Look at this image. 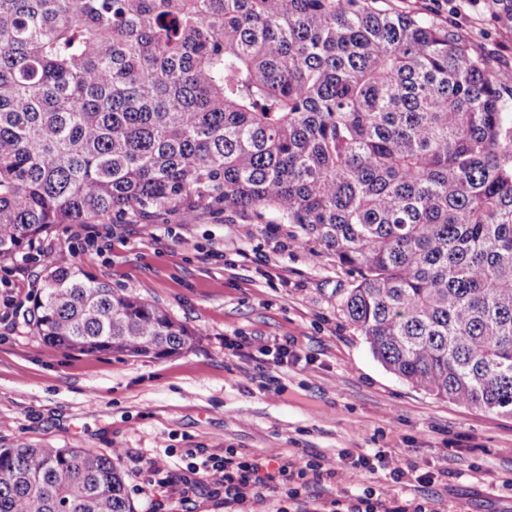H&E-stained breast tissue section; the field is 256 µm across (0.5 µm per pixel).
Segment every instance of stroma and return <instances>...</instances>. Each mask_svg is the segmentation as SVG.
Returning a JSON list of instances; mask_svg holds the SVG:
<instances>
[{"label":"stroma","instance_id":"35a3bbf8","mask_svg":"<svg viewBox=\"0 0 512 512\" xmlns=\"http://www.w3.org/2000/svg\"><path fill=\"white\" fill-rule=\"evenodd\" d=\"M460 35L494 69L512 68V0L497 17L452 12L451 0H390ZM99 235L88 245L86 231ZM56 225L0 266V448L116 453L137 512H230L223 491L191 470L190 450L319 462L329 477L297 498L252 512H330L362 486L334 476L345 454L400 451V481L385 473L388 507L512 512V416L439 400L388 372L341 301L355 275L295 225L252 213H173L127 224ZM65 263L141 296L200 333L168 357L48 352L33 301L45 261ZM294 356L274 366L265 347Z\"/></svg>","mask_w":512,"mask_h":512}]
</instances>
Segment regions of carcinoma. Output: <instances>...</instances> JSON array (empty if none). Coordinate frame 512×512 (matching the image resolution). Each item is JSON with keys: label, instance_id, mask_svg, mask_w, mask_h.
Wrapping results in <instances>:
<instances>
[{"label": "carcinoma", "instance_id": "carcinoma-1", "mask_svg": "<svg viewBox=\"0 0 512 512\" xmlns=\"http://www.w3.org/2000/svg\"><path fill=\"white\" fill-rule=\"evenodd\" d=\"M273 212L356 274L346 317L437 399L512 415V92L387 0H0V263L56 224ZM46 345L198 333L49 258ZM0 512H136L113 456L0 448Z\"/></svg>", "mask_w": 512, "mask_h": 512}]
</instances>
